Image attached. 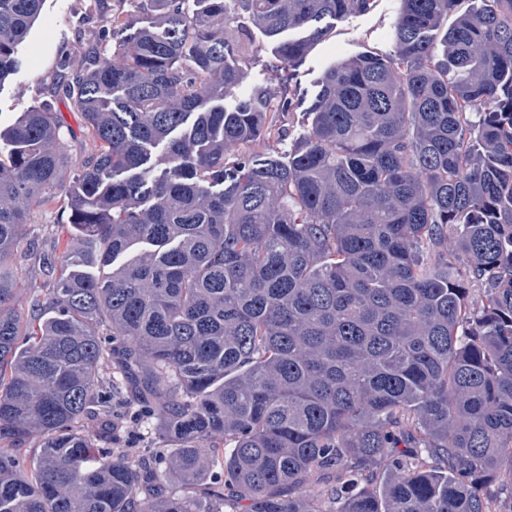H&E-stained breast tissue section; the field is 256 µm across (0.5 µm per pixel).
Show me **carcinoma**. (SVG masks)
<instances>
[{
  "label": "carcinoma",
  "instance_id": "1",
  "mask_svg": "<svg viewBox=\"0 0 512 512\" xmlns=\"http://www.w3.org/2000/svg\"><path fill=\"white\" fill-rule=\"evenodd\" d=\"M44 2L0 0V86ZM132 2L63 85L78 165L48 105L0 132V442L35 445L0 449V512H491L512 489V0H399L391 50L323 73L286 163L241 151L293 101L224 107L253 41L224 29L248 14L287 70L373 0ZM51 200L71 240L23 302ZM124 392L165 463L113 447ZM17 277L21 282V295L26 296L33 291H37L42 286V277L37 266H33L30 261H23L22 264L16 263Z\"/></svg>",
  "mask_w": 512,
  "mask_h": 512
}]
</instances>
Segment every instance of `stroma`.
<instances>
[{
  "label": "stroma",
  "instance_id": "1",
  "mask_svg": "<svg viewBox=\"0 0 512 512\" xmlns=\"http://www.w3.org/2000/svg\"><path fill=\"white\" fill-rule=\"evenodd\" d=\"M129 7L128 0H101L96 6L91 0H46L31 32L17 48L18 68L0 86V128L12 124L22 112L51 102L63 125L66 154L71 160H81L86 153L81 116L73 112L60 88L91 47L111 43L107 14ZM398 8L399 0H374L369 11L338 21L334 31L291 69L286 86L296 107L280 114L268 132L269 143L279 156H288L306 136L310 127L306 108L326 68L367 51L388 52ZM243 67L244 78L235 97L274 88L273 75L280 62L261 41H254ZM235 97L225 98V107H232Z\"/></svg>",
  "mask_w": 512,
  "mask_h": 512
}]
</instances>
